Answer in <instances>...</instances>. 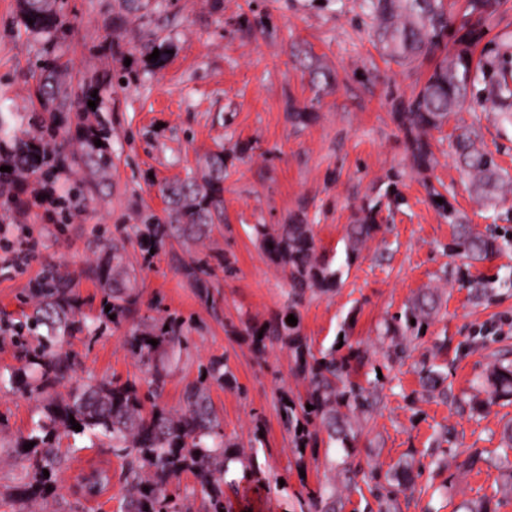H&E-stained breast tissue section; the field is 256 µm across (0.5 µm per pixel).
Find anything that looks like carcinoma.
<instances>
[{"instance_id": "1", "label": "carcinoma", "mask_w": 512, "mask_h": 512, "mask_svg": "<svg viewBox=\"0 0 512 512\" xmlns=\"http://www.w3.org/2000/svg\"><path fill=\"white\" fill-rule=\"evenodd\" d=\"M505 2L466 0L463 34L456 39L454 49L435 64L404 111L397 113L417 167L430 166L433 154L427 138L429 131L456 119L475 81L481 79L486 83L487 100L512 120V84L507 73H496L491 61L475 57L483 34L496 23ZM363 5L379 20L378 40L383 52L399 62L412 63L435 55L451 22L442 0H363ZM18 7L25 31L42 44V52L47 56L33 89L38 111L51 115H83L90 111L88 101L97 86H73L67 80L69 62L54 54L56 45L68 34L58 0H18ZM30 18L34 23H28ZM4 102L0 97V160L11 167L17 179L29 174L54 176L57 170L49 163L59 134L56 122L44 123L38 135L25 138L19 135L17 113ZM457 130L454 152L475 194L493 203L512 191L498 172L492 155L482 148L477 130L472 126H459ZM97 139H103L102 130L86 125L79 160L102 179L112 160L104 147L95 145ZM223 183L224 153L216 152L207 158L201 176L164 185L161 193L167 223L143 225L141 247L149 251L174 235L186 240L205 236L211 224L224 213ZM379 228L370 210L359 223L348 225V257L357 256ZM254 231L270 261L287 274L295 294L301 296L307 289L327 293L339 284L340 270L318 256L310 225L294 219L287 224H256ZM455 247L483 260L499 253L502 242L498 235H476L463 225ZM123 252L124 245L114 242L100 262L87 270L88 276L107 292L104 305L111 309L102 311V315L114 325L128 318L137 305L133 274ZM183 274L200 292L208 293L201 262L185 265ZM34 296L37 302L30 312L23 313L12 336L21 366L7 375L0 374L1 385L46 400L28 434L14 445L24 476L9 497L20 505L19 512L53 495L59 477L69 469V452L59 447L63 433L86 436L91 446L107 447L121 461L125 493L120 512H192L196 491H181V477L186 472L200 486L202 512H232L230 498L224 494L228 463L234 460L241 464L244 480L259 482L261 478L260 470L252 464V456L239 442L224 435L220 415L210 399L211 387L235 383L224 359L213 357L200 364L197 379L185 388L182 408L168 409L159 402L167 373L155 361L168 350L183 347L186 336L181 322L154 318L124 337L128 351L148 367L147 389L130 380L73 383L77 358L65 349V344L77 334L95 339L98 328L82 317L78 299L69 285L50 277L38 284ZM437 310L435 294L424 292L405 311L404 324L386 326L385 334L392 337L395 347L403 353L405 344L421 336ZM291 314L300 318L297 307L291 305L268 325L251 328V333L260 350L268 341L287 346L296 375L309 382L305 399L283 405V421L299 448L317 442L321 427L331 440L345 434L344 429H336L341 409L367 410L373 404L374 394L352 384L349 359L336 357V350L315 355L301 335V325L287 322ZM150 339L157 345L148 343ZM490 379L495 389L512 394V362L495 363ZM59 387L65 388V392L57 391ZM308 404L314 409H307ZM72 418L82 430L72 429ZM30 442L34 446L24 449ZM45 470L49 472L47 478ZM110 482L106 472L95 470L83 478V487L102 493ZM307 512H336V501L320 491L309 497Z\"/></svg>"}]
</instances>
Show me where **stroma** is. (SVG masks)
<instances>
[{
  "label": "stroma",
  "instance_id": "obj_1",
  "mask_svg": "<svg viewBox=\"0 0 512 512\" xmlns=\"http://www.w3.org/2000/svg\"><path fill=\"white\" fill-rule=\"evenodd\" d=\"M72 22L57 52L73 82L99 84L88 120L102 129L112 167L104 182L79 168L82 130L76 113L60 114L56 153L65 167L53 181L56 204H38L45 183L33 175L13 184L18 206L0 210V236L13 248L34 244L25 271L8 267L0 250V372L17 366L7 326L17 322L46 272L69 280L87 319L104 294L87 269L106 243L125 246L133 267L136 312L103 327L95 341L70 338L79 359L77 382H138L147 368L124 344L126 332L150 318L184 322L187 344L170 358L161 400L179 407L198 366L224 358L236 382L212 387L227 437L249 443L264 481L235 497V512H299V501L326 484L336 487V512H378L391 494L395 512H456L462 502L512 512V396H494V361H512V194L490 208L479 203L457 168L453 124L429 136L433 162L413 163L395 114L429 75L434 61L402 64L375 42L376 23L362 0H150L143 16L123 0H63ZM153 39L158 60L142 53ZM40 44L19 21L16 0H0V97L11 100L34 132L30 89ZM292 112L308 113L292 123ZM478 127L485 149L512 174V125L475 95L461 112ZM224 153V221L204 242L168 238L154 252L140 247L148 216L166 223L161 187L199 172L203 158ZM381 229L357 257L343 236L364 209ZM300 215L311 224L320 254L342 269L336 291L295 297L253 231ZM506 237L495 258L473 261L454 249L458 224ZM236 271L225 275L224 261ZM207 264L209 298L183 274ZM427 288L439 311L423 337L395 353L383 331ZM297 305L312 351L336 348L350 359L351 378L377 393L367 413L344 411L347 441L319 432L317 445L295 448L280 408L305 396L281 344L258 352L246 326L265 325ZM38 400L0 388V492L23 475L13 442L27 435ZM80 452L57 483L55 499L28 512H56L73 501L74 478L93 468L119 475L107 449Z\"/></svg>",
  "mask_w": 512,
  "mask_h": 512
}]
</instances>
